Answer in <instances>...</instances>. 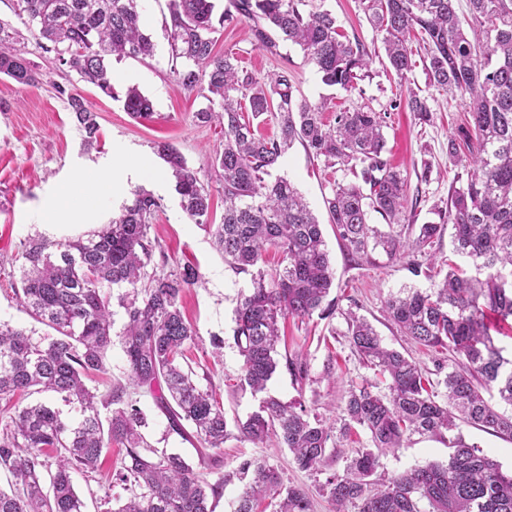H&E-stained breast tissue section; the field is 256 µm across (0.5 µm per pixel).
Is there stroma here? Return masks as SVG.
I'll use <instances>...</instances> for the list:
<instances>
[{"mask_svg":"<svg viewBox=\"0 0 512 512\" xmlns=\"http://www.w3.org/2000/svg\"><path fill=\"white\" fill-rule=\"evenodd\" d=\"M168 3L169 0L140 3L142 27L155 44L154 56L109 62L117 90L135 86L152 100L150 119L133 120L120 102L80 81L77 74L56 70L52 55L43 53L30 35L24 40L27 57L39 70L51 71V82L26 86L0 77V321L26 329L34 340L49 342L53 331L33 320L13 291L14 284L20 281L15 257L21 242L37 237L55 241L85 236L118 213L135 190L150 192L162 204L150 230L157 245L153 258L157 272L167 273L177 264L189 263L197 266L202 275L201 282L186 290L181 301L182 312L196 332V341L186 356L201 387L212 388L223 404L231 432L221 450L219 466L202 467V477L212 482L236 469L243 459H263L276 468L284 485L306 490L314 512H335L323 484L328 475L343 471L347 456L367 446L365 430L338 440V453L330 457L322 471L313 472L299 469L288 449L275 442L255 445L241 440L234 433L236 423L258 411L266 395L287 404L302 402L310 415L331 420L339 415L352 387L370 383L378 391H385L384 378L365 365L349 345L343 317L349 310L369 321L385 345L409 354L429 377H436V353L402 336L383 312L390 295L405 287L425 291L431 282L425 276L411 274L405 259H391L381 252L372 253L367 260H351L336 237L323 198L331 184L350 181L352 175L337 167H326L323 159L313 158L301 144H294L275 173L294 183L322 225L335 276L329 298L337 313L328 319L316 315L303 320L291 317L283 325L286 344L279 352L306 358L305 380L295 381L281 367L269 381L265 395L239 387L242 359L233 340L234 310L242 293L249 291L251 276L236 272L225 263L210 236L182 211L166 165L154 149L159 141L176 147L211 194V223H221L224 191L213 171L212 159L220 148L222 135L219 128L200 123L195 117L196 112L207 107V100L183 90L175 79L166 31L170 23ZM322 8L332 11L344 33L362 41L369 53V74L358 81L355 90L326 87L316 67L297 45L280 43L274 55L255 49L246 20L219 29L216 49L235 52L240 67L260 82L272 73L290 72L297 98L316 103L329 97L323 114L327 123H334L337 113L364 105L386 114V156L408 177L407 213L416 223L431 221L432 208L447 201L457 173L448 162V144L453 141L463 149L468 143L470 126L462 102L429 87L423 62H416L407 81H400L385 58L381 34L368 23L359 0L303 2L307 12ZM58 83L92 104L99 124L98 141L92 148H84L83 133L65 98L54 90ZM410 86L422 89L428 96L433 110L431 123H419L408 109L405 97ZM129 160L149 165L153 178L145 180L132 174L125 166ZM426 163L430 164L431 173L423 181L419 175ZM100 175L111 181L110 190L102 194L95 185ZM216 337L224 341V355L219 359L213 354L212 340ZM136 400L143 417L140 431L148 443H160L168 451L196 459L193 443L169 433L165 412L155 396L140 392ZM122 457V449L115 445L104 452L95 472L73 473L72 480L86 503V512H104L106 506H120L128 498V491L114 480ZM447 459V441L415 435L403 448L383 457L378 475L387 478L430 461ZM106 496L111 499L107 505L102 502Z\"/></svg>","mask_w":512,"mask_h":512,"instance_id":"1","label":"stroma"}]
</instances>
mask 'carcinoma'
Listing matches in <instances>:
<instances>
[{
    "mask_svg": "<svg viewBox=\"0 0 512 512\" xmlns=\"http://www.w3.org/2000/svg\"><path fill=\"white\" fill-rule=\"evenodd\" d=\"M468 16L455 0H363L364 12L382 34L387 62L400 79L415 66L413 37H420L429 86L459 98L470 119L468 153L448 141V161L463 168L434 208L438 221L418 225L414 237L402 235L408 178L384 157V116L357 108L323 121L327 102L297 101L288 71L258 82L239 68L234 52L215 51L217 27L241 19L252 22L254 46L274 52L273 34L302 48L327 86L354 89L369 65L368 52L340 30L327 10L304 12L302 0H229L215 15L217 0H170L169 43L179 85L205 94L209 105L201 123L216 124L224 134L213 168L224 189L223 222L209 228L224 262L252 274V288L235 310L234 343L243 360L240 386L253 393L266 389L278 367V323L292 316H333L326 302L333 270L321 224L297 188L286 178L268 180L294 142L331 166L340 165L357 179L330 187L324 205L345 250L367 258L375 251L407 260L415 276L433 278L434 255L426 254L445 226L452 227L454 253L462 266L448 261L444 277L422 292L405 287L388 298L385 311L401 334L416 344L455 356L443 379L432 382L403 352L383 345L376 329L353 312L346 313L345 336L352 350L378 369L387 382L381 394L366 384L351 390L333 422L310 420L302 405L276 398L237 424L240 438L255 445L270 438L289 449L295 464L319 471L336 448L335 434L359 426L369 444L346 458L341 473L326 480L336 512H512V471L458 435L448 439V462H428L385 482L376 479L381 458L403 447L413 434L443 438L460 424L482 427L512 440V358L491 336L490 319L512 322V0H468ZM14 14L43 52L80 80L122 103L136 119L152 116V101L137 87L115 90L106 60L154 55L151 37L141 30L138 0H14ZM21 34L0 21V75L25 85L42 83L18 47ZM84 131V143L96 140V115L79 94L56 83ZM248 100L244 115L241 100ZM407 106L422 124L433 115L428 97L409 87ZM274 115L277 131L266 136L254 126ZM175 179L183 211L208 225L210 194L197 173L173 146L156 149ZM161 204L152 194L134 192L118 216L85 238L25 241L18 252L21 305L57 337L46 345L23 328L0 323V470L17 485L0 490V512H84L72 473H90L103 451L124 446L116 480L130 496L108 512H214L224 484L243 485L235 512H256L267 501L270 512H311L308 493L286 486L266 461L245 459L235 471L211 483L179 454L149 445L138 427L142 420L126 389L107 394L114 406L102 422L95 394L84 377L105 369L112 346V300L124 311L119 333L129 383L159 395L169 429L193 435L203 447L200 462L228 438L224 407L202 389L184 367L195 332L180 310L184 289L200 280L185 264L170 274L148 271L155 245L149 237ZM375 212L382 230L369 223ZM279 255L280 269L270 277L260 268L264 255ZM427 255L428 263L418 260ZM123 292L115 295L112 289ZM443 386L444 393L434 390ZM49 392L79 413L69 420L47 403L16 405V396Z\"/></svg>",
    "mask_w": 512,
    "mask_h": 512,
    "instance_id": "1",
    "label": "carcinoma"
}]
</instances>
